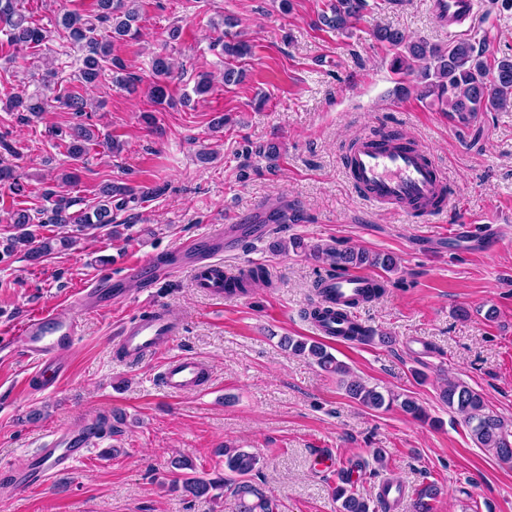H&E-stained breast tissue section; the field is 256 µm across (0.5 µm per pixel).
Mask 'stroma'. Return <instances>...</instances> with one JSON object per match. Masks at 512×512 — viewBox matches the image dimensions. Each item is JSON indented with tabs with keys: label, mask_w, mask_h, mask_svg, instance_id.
I'll return each mask as SVG.
<instances>
[{
	"label": "stroma",
	"mask_w": 512,
	"mask_h": 512,
	"mask_svg": "<svg viewBox=\"0 0 512 512\" xmlns=\"http://www.w3.org/2000/svg\"><path fill=\"white\" fill-rule=\"evenodd\" d=\"M137 0L138 39L117 45L135 88L116 85L104 71L90 86L75 74L84 53L59 36L66 12L90 11L94 0H23L30 20L50 37L26 55L12 54L0 35V105L34 93L45 59L57 79L78 87L84 117L99 138L72 160L51 129L76 121L54 102L27 121L0 109V135L16 149L7 162L23 195L0 182V212L9 206L38 212L43 191L61 171L77 169V183L59 187L89 205L107 183L157 187L152 198L113 209L106 226L77 229L68 249L40 260L15 253L0 261V512H234L221 502L172 491L173 458H189L198 475L224 470L218 448L260 458L255 482L280 512H338L333 489L349 461L367 466L355 484L375 500L391 479L407 495L398 512H414V490L435 483L434 512H512V464L472 440L460 415L440 399L444 380L480 392L512 426V108L485 112L471 126L448 120L415 89L399 92L390 70L393 48L376 42V26L448 45V29L431 0H368L348 31L318 24L330 0ZM232 18L252 46L238 62L245 77L227 85L219 75L224 52L218 24ZM180 27V40L168 39ZM465 26L486 39L495 56L512 55V10L478 0ZM170 53L181 71L169 84L170 103L150 100L152 58ZM215 75L212 90L194 91L200 74ZM221 128H213L216 118ZM394 130L425 146L456 193L448 215L422 223L410 214L368 204L346 167L353 139ZM122 146L105 153L100 142ZM296 212L266 237L225 249V265H261L269 282L247 293L214 297L198 292L189 273L126 278L125 267L174 261L185 242L219 224H249L259 210ZM452 224H469L483 247L448 238ZM331 244L393 255L385 294L357 309L375 330L369 344L329 342L353 377L383 393L413 397L429 414L423 422L399 405L373 410L349 398L338 376L292 354L285 337L319 340L305 316L315 282L327 267L312 248ZM108 279L122 299L80 307L83 289ZM48 306L77 309L83 336L68 377L54 391L24 393L34 363L10 347L9 331ZM165 308L181 328L149 357L128 362L116 352L123 325L150 307ZM188 355L207 362L211 379L200 392L171 395L161 384L164 363ZM108 429L72 469L49 470L46 482L17 489L6 467L20 463L56 428L84 422ZM327 448L336 472H322L313 456ZM383 451L385 466L374 461Z\"/></svg>",
	"instance_id": "stroma-1"
}]
</instances>
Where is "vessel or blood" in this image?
Segmentation results:
<instances>
[{"label":"vessel or blood","instance_id":"obj_1","mask_svg":"<svg viewBox=\"0 0 512 512\" xmlns=\"http://www.w3.org/2000/svg\"><path fill=\"white\" fill-rule=\"evenodd\" d=\"M474 6L475 0H432L433 11L447 24L449 35L458 37L464 36L462 24L473 15ZM347 168L354 185L373 205H391L422 219L447 214L454 198L446 175L431 153L399 136L358 139L349 149ZM243 233V225L228 224L223 230L206 235L210 250L203 257L194 255L190 248H181L177 270L191 271L200 291L223 295L224 245L242 238ZM372 280V275L359 272L327 279V298L341 303L351 301ZM177 332V323L164 309L155 307L146 317L125 323L118 348L126 357L139 358L155 352L161 341ZM81 336L80 317L66 308L42 309L21 322L13 331L12 344L38 362L37 370L25 382L26 390L48 391L60 385L70 370L67 352ZM207 380L206 365L188 356L169 360L162 373V385L172 394L200 390ZM94 436V431L87 429L54 430L31 454L24 468L10 470L13 484L20 489L32 488L44 482L48 470H67L84 456Z\"/></svg>","mask_w":512,"mask_h":512}]
</instances>
